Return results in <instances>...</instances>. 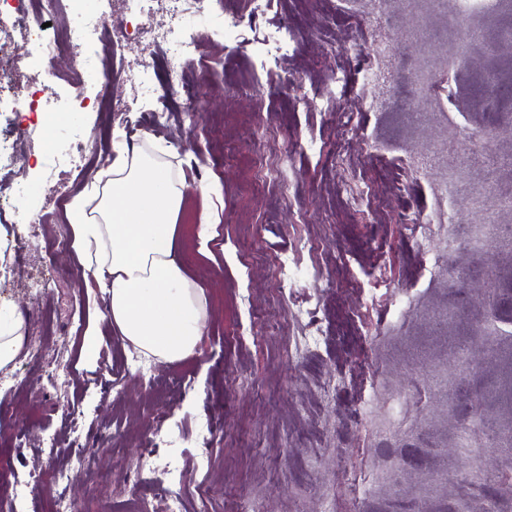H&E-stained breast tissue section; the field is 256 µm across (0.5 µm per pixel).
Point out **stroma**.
<instances>
[{"instance_id":"1","label":"stroma","mask_w":512,"mask_h":512,"mask_svg":"<svg viewBox=\"0 0 512 512\" xmlns=\"http://www.w3.org/2000/svg\"><path fill=\"white\" fill-rule=\"evenodd\" d=\"M216 7L220 19L203 14L196 27L210 73L183 65L185 82L206 90L193 117L176 90L168 122L138 123L150 103L132 76L151 49L108 0L84 2L108 17L90 64L42 60L60 93L103 90L109 103L68 113L57 131L64 142L83 130L92 148L43 237L108 170L113 134L146 132L189 185L183 227L218 214L212 250L223 258L186 237L181 260L211 306L202 355L153 363L149 378L106 323L97 362L80 356L88 290L74 252L52 259L66 278L57 293L0 286V304L38 316L59 373L46 381L20 359L0 370V496L26 477L21 512H57L63 499L74 512H163L170 467L183 512H481L490 499L512 512V243L486 229L491 217L512 225L496 205L512 195V95L499 111L476 109L473 78L512 61L500 32L512 0L469 12L460 0H268L252 23L242 0ZM473 35L484 46L458 67ZM382 42L392 53L379 60ZM27 155L8 182L36 201L52 159ZM407 213L441 220L423 242ZM284 259L315 272L281 287ZM308 308L329 331L312 353L299 349ZM163 425L171 446L146 456L145 437ZM96 441L75 463L76 447ZM61 470L68 484L56 483Z\"/></svg>"}]
</instances>
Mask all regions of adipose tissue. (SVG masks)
Here are the masks:
<instances>
[{
  "instance_id": "ef3b65f1",
  "label": "adipose tissue",
  "mask_w": 512,
  "mask_h": 512,
  "mask_svg": "<svg viewBox=\"0 0 512 512\" xmlns=\"http://www.w3.org/2000/svg\"><path fill=\"white\" fill-rule=\"evenodd\" d=\"M111 180L102 188L95 214L84 196L69 205L73 247L86 281L95 283L106 306L85 309L80 353L98 359V326L145 357L174 363L198 353L210 317L204 288L181 261L183 242L176 219L186 196L160 154L143 144H113Z\"/></svg>"
}]
</instances>
